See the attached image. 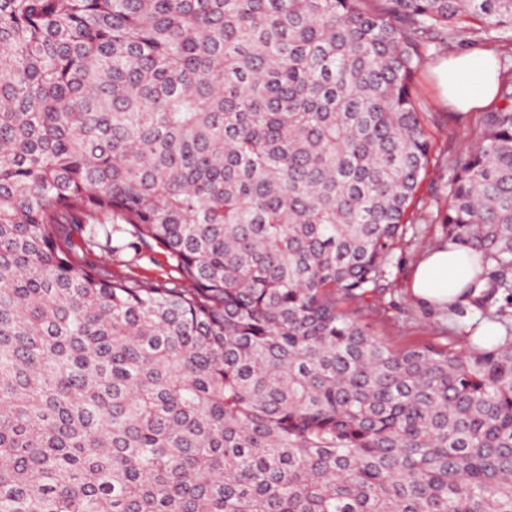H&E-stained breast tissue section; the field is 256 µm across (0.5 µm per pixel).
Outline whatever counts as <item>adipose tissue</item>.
Here are the masks:
<instances>
[{"label": "adipose tissue", "mask_w": 512, "mask_h": 512, "mask_svg": "<svg viewBox=\"0 0 512 512\" xmlns=\"http://www.w3.org/2000/svg\"><path fill=\"white\" fill-rule=\"evenodd\" d=\"M448 99L462 112L490 103L496 96L498 72L493 51L472 49L442 62L436 69ZM473 277L463 250L442 246L424 253L411 281L412 296L428 305L443 307L458 301L462 287Z\"/></svg>", "instance_id": "obj_1"}]
</instances>
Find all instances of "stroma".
Instances as JSON below:
<instances>
[{
    "mask_svg": "<svg viewBox=\"0 0 512 512\" xmlns=\"http://www.w3.org/2000/svg\"><path fill=\"white\" fill-rule=\"evenodd\" d=\"M444 59V54L430 53L417 80L422 107L430 116L432 150L412 205L413 221L389 256L383 290L363 305L361 319L374 335L398 348L431 341L465 351L472 343L473 325L482 318L480 310L468 300L432 309L415 301L408 288L420 256L448 242L443 224L448 181L463 146L476 140L481 131V112H460L442 97L435 69ZM131 239L127 231L109 237L104 230H97L87 256L103 260L115 275L151 281L178 278L175 261L162 248L153 244L134 248Z\"/></svg>",
    "mask_w": 512,
    "mask_h": 512,
    "instance_id": "stroma-1",
    "label": "stroma"
}]
</instances>
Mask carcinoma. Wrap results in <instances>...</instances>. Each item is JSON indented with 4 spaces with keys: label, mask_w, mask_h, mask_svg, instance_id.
Instances as JSON below:
<instances>
[{
    "label": "carcinoma",
    "mask_w": 512,
    "mask_h": 512,
    "mask_svg": "<svg viewBox=\"0 0 512 512\" xmlns=\"http://www.w3.org/2000/svg\"><path fill=\"white\" fill-rule=\"evenodd\" d=\"M469 35L512 0H0V512H512V336L360 319ZM86 224L181 280L76 260ZM444 224L512 288V75Z\"/></svg>",
    "instance_id": "obj_1"
}]
</instances>
